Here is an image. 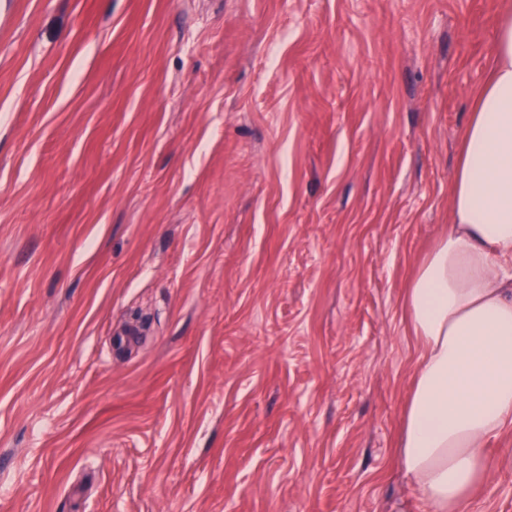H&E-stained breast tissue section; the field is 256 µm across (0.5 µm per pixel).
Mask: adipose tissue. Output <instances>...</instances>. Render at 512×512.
<instances>
[{"mask_svg": "<svg viewBox=\"0 0 512 512\" xmlns=\"http://www.w3.org/2000/svg\"><path fill=\"white\" fill-rule=\"evenodd\" d=\"M419 344L398 464L427 512H467L512 429V4L459 145L451 222L410 281Z\"/></svg>", "mask_w": 512, "mask_h": 512, "instance_id": "adipose-tissue-1", "label": "adipose tissue"}]
</instances>
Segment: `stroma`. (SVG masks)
<instances>
[{
    "mask_svg": "<svg viewBox=\"0 0 512 512\" xmlns=\"http://www.w3.org/2000/svg\"><path fill=\"white\" fill-rule=\"evenodd\" d=\"M501 5L0 0V512H425L404 297Z\"/></svg>",
    "mask_w": 512,
    "mask_h": 512,
    "instance_id": "stroma-1",
    "label": "stroma"
}]
</instances>
